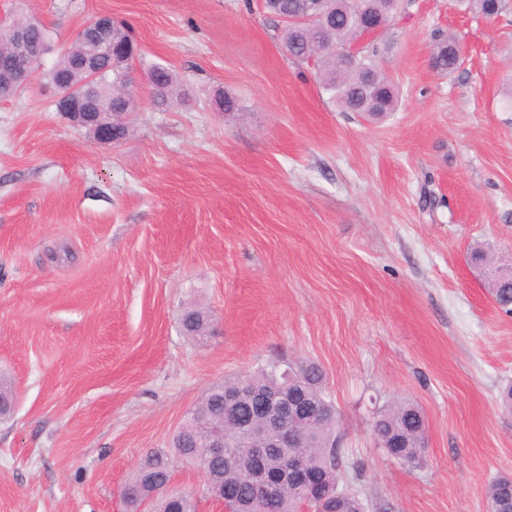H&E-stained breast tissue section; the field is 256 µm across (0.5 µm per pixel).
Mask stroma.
Instances as JSON below:
<instances>
[{
    "instance_id": "1",
    "label": "stroma",
    "mask_w": 512,
    "mask_h": 512,
    "mask_svg": "<svg viewBox=\"0 0 512 512\" xmlns=\"http://www.w3.org/2000/svg\"><path fill=\"white\" fill-rule=\"evenodd\" d=\"M402 6L373 39L399 106L370 120L283 51L261 0H0L59 49L112 15L134 74L161 64L188 92L111 144L43 77L0 100V512H124L127 476L211 384L288 361L322 367L364 512H487L512 474V313L468 256L512 259V10ZM437 32L463 48L447 76ZM62 244L74 261L48 259ZM194 305L201 339L180 330ZM397 400L426 415L417 467L372 434ZM184 330L188 336L203 337L209 331L208 312L199 306L187 310L184 319Z\"/></svg>"
}]
</instances>
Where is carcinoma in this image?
<instances>
[{"instance_id": "cac0c4a2", "label": "carcinoma", "mask_w": 512, "mask_h": 512, "mask_svg": "<svg viewBox=\"0 0 512 512\" xmlns=\"http://www.w3.org/2000/svg\"><path fill=\"white\" fill-rule=\"evenodd\" d=\"M304 0H265L266 9L275 17L288 15L297 22L284 25L282 47L298 61H305L317 54L315 67L322 89L330 95L332 102L343 112H378L386 114L396 110L398 94L394 86L380 73L375 54L366 52L358 66H347L336 54V48L355 43L364 34V24L370 22L384 28L400 7V0H330L331 14L327 24L299 20ZM457 7L486 19L499 16L509 6V0H456ZM17 32L24 35L34 53L46 55L51 50L53 39L42 24H33L29 16L16 15ZM87 38H76L63 50L55 63L61 70L69 68L70 60L90 47ZM454 41L446 36L436 39L432 64L442 75L458 68L457 56L452 46ZM130 61L116 55L102 58L99 68L98 94L108 98L120 91ZM153 81L152 103L159 109L186 98L185 89L175 73L164 65L156 64L148 70ZM472 263L486 269L485 278L499 306L512 309V277L508 268L494 262V255L478 246L471 251ZM184 330L192 337H203L209 331L208 312L199 306L187 310ZM247 383L258 390L288 383L289 390L304 391L310 401L320 407L322 417L313 422H292L296 444L292 448H270L265 458V467L270 472L284 468L288 452L304 457L310 467L317 471L337 473L343 466L341 449L336 443V407L323 388V372L315 363L291 368L284 374L278 367L262 368L254 373L241 375L232 381H221L211 385L189 410L182 423L183 433L173 438L169 448L146 455L125 481L121 498L125 512H196V492L184 491L178 499L165 492L174 470L179 465L191 466L201 472L205 481L201 493L204 498H226L225 490L233 489L234 496L228 507L234 512H249L252 487L247 482L251 459L243 448L255 443L251 437V425L259 421L253 400L245 398L234 409L224 406V389L239 383ZM231 426L238 419L249 426L233 435L224 447V457L214 458L205 444V420ZM373 431L377 444L387 448L393 441L396 459L406 464H420L425 458L426 423L422 409L415 403H395L376 415ZM489 506L499 512L512 509V485L504 480L493 479L486 487ZM295 494L284 488L267 503L265 512H295Z\"/></svg>"}]
</instances>
